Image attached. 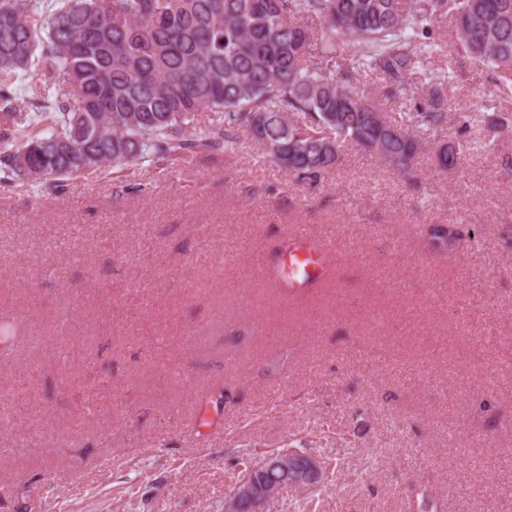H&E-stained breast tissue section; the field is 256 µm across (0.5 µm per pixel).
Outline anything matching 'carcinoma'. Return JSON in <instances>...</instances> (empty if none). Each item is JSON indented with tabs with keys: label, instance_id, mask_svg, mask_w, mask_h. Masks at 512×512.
<instances>
[{
	"label": "carcinoma",
	"instance_id": "cac0c4a2",
	"mask_svg": "<svg viewBox=\"0 0 512 512\" xmlns=\"http://www.w3.org/2000/svg\"><path fill=\"white\" fill-rule=\"evenodd\" d=\"M480 71L504 74L512 98V0H0V179L64 187L90 170L201 151L232 152L243 134L293 183L334 168L345 143L414 181L417 128L442 123L445 68L417 71L438 19ZM66 79L31 97L15 122L35 53ZM434 87L426 110L389 119L372 91L353 82L376 74L390 91ZM204 112L221 125L187 131ZM505 126L469 115V129ZM469 142L434 147L442 173L459 167ZM437 252L453 249V224L423 227Z\"/></svg>",
	"mask_w": 512,
	"mask_h": 512
}]
</instances>
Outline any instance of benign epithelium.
I'll list each match as a JSON object with an SVG mask.
<instances>
[{
  "label": "benign epithelium",
  "instance_id": "1",
  "mask_svg": "<svg viewBox=\"0 0 512 512\" xmlns=\"http://www.w3.org/2000/svg\"><path fill=\"white\" fill-rule=\"evenodd\" d=\"M325 471L321 462L293 448L256 458L243 469L226 512H269L286 491L318 486Z\"/></svg>",
  "mask_w": 512,
  "mask_h": 512
}]
</instances>
